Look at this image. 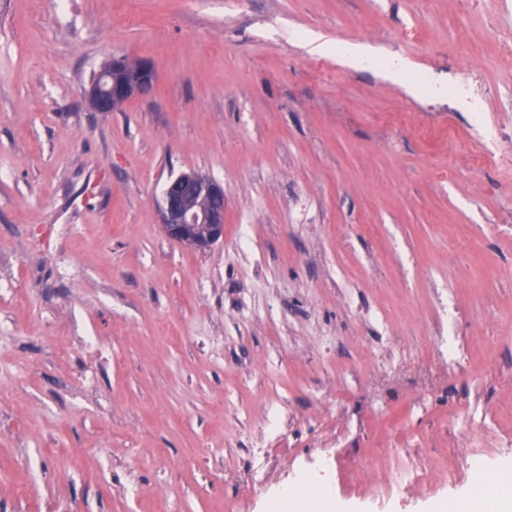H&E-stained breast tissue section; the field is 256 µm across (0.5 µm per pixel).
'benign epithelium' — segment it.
<instances>
[{
    "instance_id": "obj_1",
    "label": "benign epithelium",
    "mask_w": 512,
    "mask_h": 512,
    "mask_svg": "<svg viewBox=\"0 0 512 512\" xmlns=\"http://www.w3.org/2000/svg\"><path fill=\"white\" fill-rule=\"evenodd\" d=\"M155 81L153 61L132 63L125 56L114 57L91 84L88 98L95 111L114 112L149 93ZM158 213L169 238L205 251L224 237V187L204 174L182 173L165 188Z\"/></svg>"
}]
</instances>
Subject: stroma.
<instances>
[{
    "mask_svg": "<svg viewBox=\"0 0 512 512\" xmlns=\"http://www.w3.org/2000/svg\"><path fill=\"white\" fill-rule=\"evenodd\" d=\"M118 55L154 89L94 111ZM189 171L224 187L206 251L159 222ZM445 304L482 339L462 369ZM369 338L375 376L337 378ZM405 364L434 370L418 411ZM475 388L474 447L512 457V0H0V512H265L320 456L342 512H423L472 482L446 460ZM384 446L425 481L354 483ZM424 478L423 475L397 468L386 482L373 486L372 490L379 495H398L405 492L408 485L423 482Z\"/></svg>",
    "mask_w": 512,
    "mask_h": 512,
    "instance_id": "1",
    "label": "stroma"
}]
</instances>
